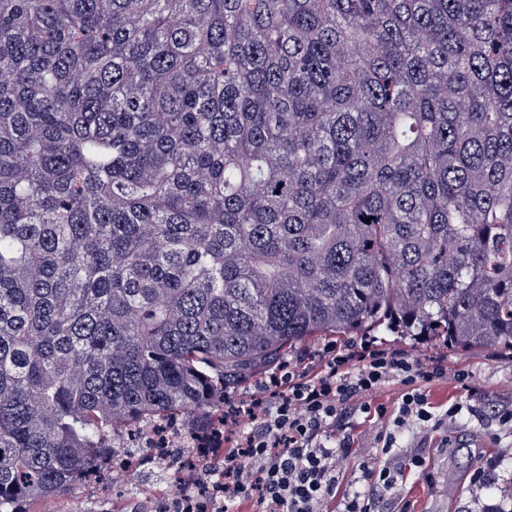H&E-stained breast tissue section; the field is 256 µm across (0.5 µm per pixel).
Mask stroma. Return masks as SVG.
<instances>
[{"label": "stroma", "instance_id": "35a3bbf8", "mask_svg": "<svg viewBox=\"0 0 512 512\" xmlns=\"http://www.w3.org/2000/svg\"><path fill=\"white\" fill-rule=\"evenodd\" d=\"M385 347L404 352L412 358L441 359L450 375L465 371L466 383L448 378L426 386L430 402L445 411L456 401L460 413L444 421L440 428H416L404 433L424 458L422 468L404 473L401 496L408 512H512V457L501 451L512 448V432L500 428L494 409L512 405V350L498 346L465 352L426 336H396L376 333ZM382 419L370 424V440L354 441L351 453L339 461L344 483L361 480L363 467L378 468L392 464L393 454L384 453L375 436L388 427ZM499 458L500 464L482 490L471 491L469 476L486 459ZM160 478L156 464H145L134 483H114L102 487L100 481L81 482L59 498H47L26 505V512H62L69 503H80L83 512H113L117 500H138L142 490Z\"/></svg>", "mask_w": 512, "mask_h": 512}]
</instances>
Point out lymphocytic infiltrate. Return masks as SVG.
I'll list each match as a JSON object with an SVG mask.
<instances>
[{
  "label": "lymphocytic infiltrate",
  "mask_w": 512,
  "mask_h": 512,
  "mask_svg": "<svg viewBox=\"0 0 512 512\" xmlns=\"http://www.w3.org/2000/svg\"><path fill=\"white\" fill-rule=\"evenodd\" d=\"M447 374L442 361L423 365L366 337L343 351L328 344L315 362L281 364L250 382L244 399L225 402L223 430L208 423L197 436L201 465L185 472L177 491L152 492L151 502L157 512H330L339 497L343 512H376L379 495L396 497L401 463L422 467L397 435L433 420L425 386ZM392 382L402 394L383 446L400 464L366 469L363 485L344 484L336 461L351 444L334 443L336 422L350 409L384 418L386 407L368 398Z\"/></svg>",
  "instance_id": "obj_1"
}]
</instances>
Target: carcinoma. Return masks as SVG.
<instances>
[{
  "instance_id": "cac0c4a2",
  "label": "carcinoma",
  "mask_w": 512,
  "mask_h": 512,
  "mask_svg": "<svg viewBox=\"0 0 512 512\" xmlns=\"http://www.w3.org/2000/svg\"><path fill=\"white\" fill-rule=\"evenodd\" d=\"M366 330L512 350V0H0V512Z\"/></svg>"
}]
</instances>
